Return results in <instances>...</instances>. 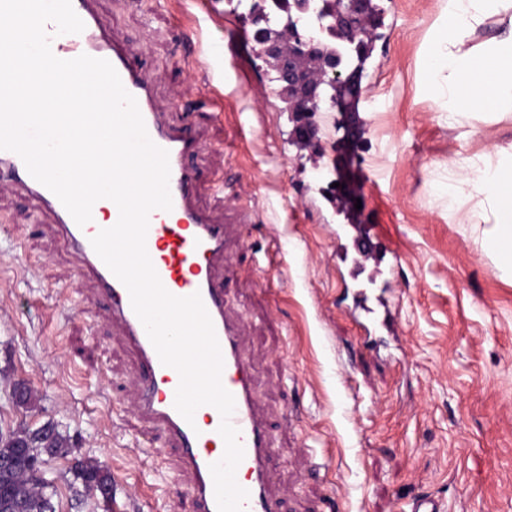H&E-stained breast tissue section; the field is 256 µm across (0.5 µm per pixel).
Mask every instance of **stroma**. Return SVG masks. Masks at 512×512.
Listing matches in <instances>:
<instances>
[{"instance_id":"obj_1","label":"stroma","mask_w":512,"mask_h":512,"mask_svg":"<svg viewBox=\"0 0 512 512\" xmlns=\"http://www.w3.org/2000/svg\"><path fill=\"white\" fill-rule=\"evenodd\" d=\"M358 78L354 143L332 124L322 154L295 122L236 0H94L113 42L156 77L175 127L197 124V205L246 212L225 255L226 309L268 426L283 512H400L417 495L449 512H512V273L483 246L495 223L455 162L512 153V108L449 122L425 58L444 0H376ZM360 193L378 269L355 267L352 216L328 196L330 163ZM53 213L0 186V435L56 424L46 459L55 512H188L175 449L133 408L138 363ZM23 379L36 399L12 397ZM103 465L112 498H75V459Z\"/></svg>"}]
</instances>
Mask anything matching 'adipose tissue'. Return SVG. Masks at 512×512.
<instances>
[{
  "label": "adipose tissue",
  "instance_id": "adipose-tissue-1",
  "mask_svg": "<svg viewBox=\"0 0 512 512\" xmlns=\"http://www.w3.org/2000/svg\"><path fill=\"white\" fill-rule=\"evenodd\" d=\"M509 18L487 46L468 41L492 14ZM446 25L437 35L427 60L429 89L447 98L449 120L501 104L512 105V0H446ZM474 185L492 205L496 224L484 239L485 247L505 269L512 271V155L478 170Z\"/></svg>",
  "mask_w": 512,
  "mask_h": 512
}]
</instances>
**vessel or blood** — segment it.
<instances>
[{
  "label": "vessel or blood",
  "mask_w": 512,
  "mask_h": 512,
  "mask_svg": "<svg viewBox=\"0 0 512 512\" xmlns=\"http://www.w3.org/2000/svg\"><path fill=\"white\" fill-rule=\"evenodd\" d=\"M72 6L84 29L63 36L54 24H47L53 53L71 59L86 54L108 60L124 88L136 99L150 139L169 153L172 208L150 213L146 250L165 289L177 297L200 294L212 320L224 361L221 381L235 401L230 421L238 429L244 448V458L235 473L237 484L248 492L242 512H282L281 496L272 493L267 484L268 433L256 410V393L240 344V326L225 308L224 252L229 225L215 220L193 202L194 173L188 160L198 154L201 135L164 122L150 74L111 43L93 0H72ZM2 182L26 189L57 217L58 230L78 255L82 273L98 285L101 296L109 303L112 322L119 326L123 340L139 359L143 379L135 395L138 415L150 426L161 429L178 448L179 466L190 477L188 494L193 512H218L210 466L222 458L225 450L218 432L221 415L215 407L204 405L189 422L176 410L179 374L161 363L133 310L127 288L93 249L91 239L99 232V224L92 221L78 226L59 199L30 175L22 158L9 150H0Z\"/></svg>",
  "instance_id": "vessel-or-blood-1"
}]
</instances>
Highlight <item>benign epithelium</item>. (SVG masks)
<instances>
[{
	"label": "benign epithelium",
	"mask_w": 512,
	"mask_h": 512,
	"mask_svg": "<svg viewBox=\"0 0 512 512\" xmlns=\"http://www.w3.org/2000/svg\"><path fill=\"white\" fill-rule=\"evenodd\" d=\"M323 7L314 0H288V25L272 27L266 12L255 11L251 23L253 38L261 42L264 58L276 73L280 89L293 93L290 100L292 114L297 119L299 135L305 141L317 143V125L314 116L327 104H334L342 112L348 111L343 99L329 100L325 89L342 83L355 88L353 74L343 75L344 67L339 53L325 49L313 38L303 35L300 20L308 14H320ZM330 31L345 45L373 36L374 27L366 12V0H336L331 15Z\"/></svg>",
	"instance_id": "1"
}]
</instances>
